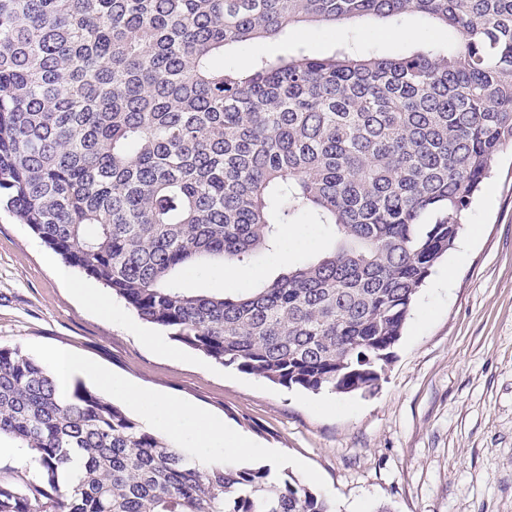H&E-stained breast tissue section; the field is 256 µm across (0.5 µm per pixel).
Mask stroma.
I'll list each match as a JSON object with an SVG mask.
<instances>
[{
    "mask_svg": "<svg viewBox=\"0 0 512 512\" xmlns=\"http://www.w3.org/2000/svg\"><path fill=\"white\" fill-rule=\"evenodd\" d=\"M302 24L290 33L227 48L224 66L299 46L329 52L351 39L382 54L444 44L446 30L405 20ZM279 254L225 281L224 265L191 271L185 286L237 295L317 255L328 240L308 219L291 225ZM103 286L66 267L8 211H0V344L17 345L47 368L71 352L146 392L221 418L247 436L242 465L278 464L319 493L332 512H512V154H501L453 250L419 291L393 357L370 392L313 393L214 363L142 320L119 299L111 314L78 294Z\"/></svg>",
    "mask_w": 512,
    "mask_h": 512,
    "instance_id": "1",
    "label": "stroma"
}]
</instances>
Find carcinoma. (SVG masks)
Here are the masks:
<instances>
[{"mask_svg":"<svg viewBox=\"0 0 512 512\" xmlns=\"http://www.w3.org/2000/svg\"><path fill=\"white\" fill-rule=\"evenodd\" d=\"M418 15L453 39L216 64L303 23ZM512 150V0H0V203L63 262L224 367L371 391L414 300ZM306 216L328 249L231 297ZM39 476L0 512H332L265 467H202L81 383L0 345V437Z\"/></svg>","mask_w":512,"mask_h":512,"instance_id":"1","label":"carcinoma"}]
</instances>
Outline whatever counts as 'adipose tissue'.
Returning <instances> with one entry per match:
<instances>
[{
  "label": "adipose tissue",
  "instance_id": "1",
  "mask_svg": "<svg viewBox=\"0 0 512 512\" xmlns=\"http://www.w3.org/2000/svg\"><path fill=\"white\" fill-rule=\"evenodd\" d=\"M55 362L60 379L68 380L75 376L94 379L113 396L139 410L148 422L162 427L172 439L188 441L192 447L198 448L200 465L212 463V451L216 448L223 449L228 460L250 451L252 443L247 437L228 431L223 421L193 406L147 394L72 354L56 355Z\"/></svg>",
  "mask_w": 512,
  "mask_h": 512
}]
</instances>
